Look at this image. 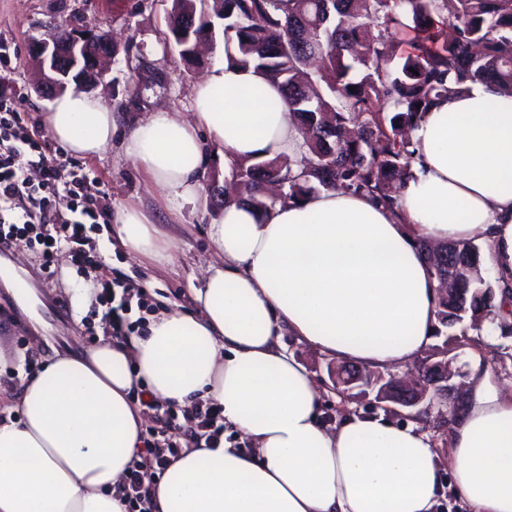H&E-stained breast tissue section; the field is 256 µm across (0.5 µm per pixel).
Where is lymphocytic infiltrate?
Returning a JSON list of instances; mask_svg holds the SVG:
<instances>
[{
  "label": "lymphocytic infiltrate",
  "mask_w": 512,
  "mask_h": 512,
  "mask_svg": "<svg viewBox=\"0 0 512 512\" xmlns=\"http://www.w3.org/2000/svg\"><path fill=\"white\" fill-rule=\"evenodd\" d=\"M65 163L62 155H47L45 148L25 132L20 112L0 103V244H40L49 248L60 242L75 262L98 267L102 257L84 249L87 224L98 218L93 201L82 193L88 176L76 172L70 182L60 183L59 169ZM30 168L39 169L38 184L27 180L25 172ZM142 296V289L121 279L104 286L101 299L106 307L105 324L115 335H122L133 302ZM171 428L167 421L153 432L139 461L125 474L120 490L129 503L142 507L151 503L157 479L171 458L183 451L180 437H189L196 444H217L224 432L223 411L201 403L190 417L185 434L172 433Z\"/></svg>",
  "instance_id": "obj_1"
}]
</instances>
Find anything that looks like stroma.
<instances>
[{
  "mask_svg": "<svg viewBox=\"0 0 512 512\" xmlns=\"http://www.w3.org/2000/svg\"><path fill=\"white\" fill-rule=\"evenodd\" d=\"M170 7L171 0H0V43L10 48L9 59L0 64V98L21 112L24 127L34 139L46 138L41 117L49 100L35 89L39 73L29 46L38 39H51L59 28L83 26L113 36L111 81L95 87L94 93L125 124L145 119L161 108L190 116V91L198 75L195 70L184 69L178 55L164 45L165 17ZM80 168L90 173L86 194L110 218L120 208L134 205L143 208L154 223L173 225L175 261L164 266L130 256L118 246L116 226L111 221L97 225L89 234L88 251L105 257L104 265L93 271L60 252L54 256V275L45 276L40 272L43 246L13 248L15 266L40 278L46 295L37 312L49 323L48 334L62 351L71 344L84 348L97 343L104 308L95 292L104 283L120 278L146 289L144 308L132 309L128 315L135 321L164 311L173 303L188 304L189 290L200 287L201 271L210 258L206 226L214 213L208 198H201L195 209L174 216L163 192L116 150L93 157H70L59 172L60 180H70L72 172ZM432 345L447 347L457 384L465 383L471 360L478 354L492 377L512 389L511 334L496 327L476 331L463 323L453 336L434 338ZM288 348L323 384L321 409L326 417L373 413L369 397L357 393L342 402L329 390V356L293 341ZM53 350L38 347L31 321L0 288V357L11 362L7 372L0 374V385L12 393L20 390L28 376L27 360L45 365Z\"/></svg>",
  "mask_w": 512,
  "mask_h": 512,
  "instance_id": "obj_1",
  "label": "stroma"
}]
</instances>
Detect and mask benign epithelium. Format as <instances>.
<instances>
[{"label":"benign epithelium","instance_id":"obj_1","mask_svg":"<svg viewBox=\"0 0 512 512\" xmlns=\"http://www.w3.org/2000/svg\"><path fill=\"white\" fill-rule=\"evenodd\" d=\"M33 52L42 59L43 74L37 92L54 95L76 80L89 88L109 82L107 62L112 59V38H98L95 32L68 30L49 41H37ZM332 390L346 399L350 391L359 389L373 395L371 404L378 407L392 403L402 408L421 404L437 407L448 415V394L455 390L453 373L448 368V350H435L426 359L407 368L398 377L386 378L384 372L365 367H330Z\"/></svg>","mask_w":512,"mask_h":512}]
</instances>
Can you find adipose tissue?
<instances>
[{"label":"adipose tissue","instance_id":"obj_1","mask_svg":"<svg viewBox=\"0 0 512 512\" xmlns=\"http://www.w3.org/2000/svg\"><path fill=\"white\" fill-rule=\"evenodd\" d=\"M191 118L159 110L129 131L100 98L68 87L43 123L68 152L120 145L173 209L196 204L207 150L237 161L290 154L301 134L276 86L230 62L193 87ZM416 160L396 210L348 193L230 202L207 226L210 261L191 310L156 315L146 334L100 336L24 381L0 417V512H129L117 485L143 446L147 386L189 411L221 406L228 438L175 459L152 512H435L451 478L472 512H512V395L473 365L446 454L419 423L385 413L328 423L321 386L284 342L405 369L433 340L439 305L418 239L484 240L498 294L512 292V97L475 82L412 130ZM118 242L169 261V237L120 209Z\"/></svg>","mask_w":512,"mask_h":512}]
</instances>
